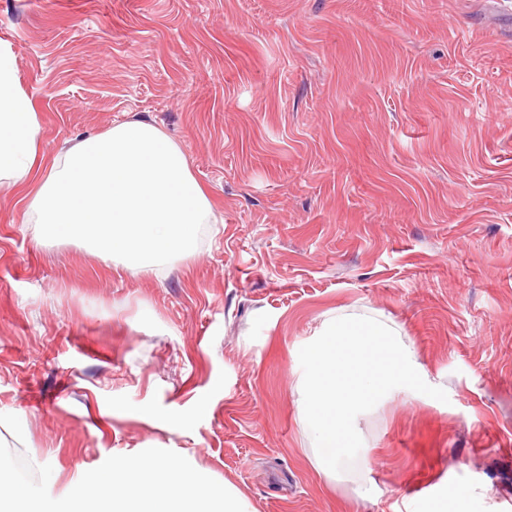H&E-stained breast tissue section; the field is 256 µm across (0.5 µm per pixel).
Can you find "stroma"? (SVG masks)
Here are the masks:
<instances>
[{
  "instance_id": "stroma-1",
  "label": "stroma",
  "mask_w": 512,
  "mask_h": 512,
  "mask_svg": "<svg viewBox=\"0 0 512 512\" xmlns=\"http://www.w3.org/2000/svg\"><path fill=\"white\" fill-rule=\"evenodd\" d=\"M47 156L142 120L219 221L163 276L44 237L0 179V442L58 496L162 448L254 512H512V0H0ZM382 314L440 402L357 420L373 492L311 463L299 351Z\"/></svg>"
}]
</instances>
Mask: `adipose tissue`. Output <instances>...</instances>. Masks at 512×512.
<instances>
[{
  "instance_id": "1",
  "label": "adipose tissue",
  "mask_w": 512,
  "mask_h": 512,
  "mask_svg": "<svg viewBox=\"0 0 512 512\" xmlns=\"http://www.w3.org/2000/svg\"><path fill=\"white\" fill-rule=\"evenodd\" d=\"M41 125L0 44V178L20 188L29 223L46 236L88 241L129 269L161 275L217 223L181 145L157 125L124 121L51 157Z\"/></svg>"
}]
</instances>
